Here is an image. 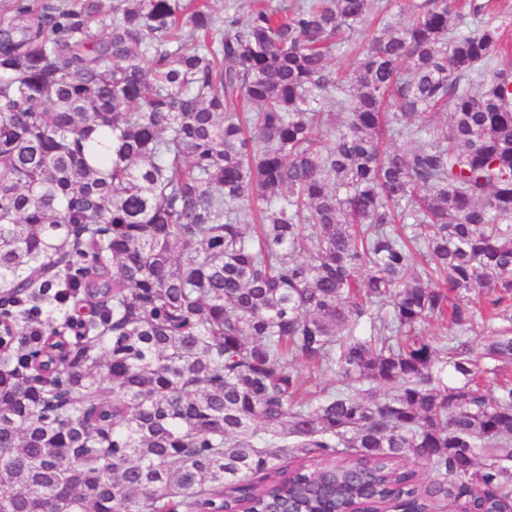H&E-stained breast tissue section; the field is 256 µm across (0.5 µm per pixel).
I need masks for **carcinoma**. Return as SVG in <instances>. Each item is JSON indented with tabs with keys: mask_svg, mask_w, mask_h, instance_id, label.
<instances>
[{
	"mask_svg": "<svg viewBox=\"0 0 512 512\" xmlns=\"http://www.w3.org/2000/svg\"><path fill=\"white\" fill-rule=\"evenodd\" d=\"M403 2L0 0V512L507 508L512 53Z\"/></svg>",
	"mask_w": 512,
	"mask_h": 512,
	"instance_id": "obj_1",
	"label": "carcinoma"
}]
</instances>
